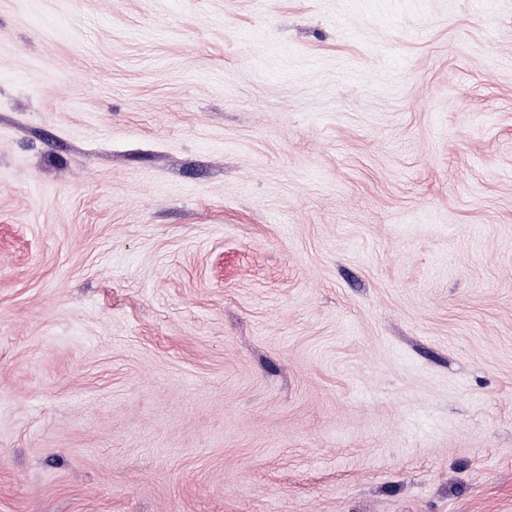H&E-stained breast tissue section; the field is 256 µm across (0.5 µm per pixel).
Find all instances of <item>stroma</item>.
Masks as SVG:
<instances>
[{
    "mask_svg": "<svg viewBox=\"0 0 512 512\" xmlns=\"http://www.w3.org/2000/svg\"><path fill=\"white\" fill-rule=\"evenodd\" d=\"M0 512H512V0H0Z\"/></svg>",
    "mask_w": 512,
    "mask_h": 512,
    "instance_id": "35a3bbf8",
    "label": "stroma"
}]
</instances>
